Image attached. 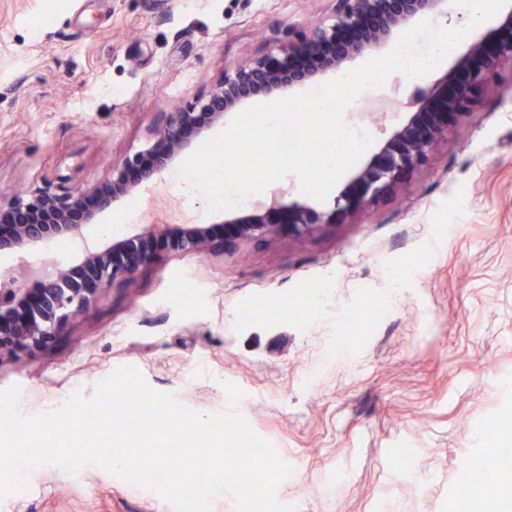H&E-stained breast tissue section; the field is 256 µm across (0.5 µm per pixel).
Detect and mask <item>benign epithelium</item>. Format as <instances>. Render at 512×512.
Here are the masks:
<instances>
[{"instance_id":"7a95c632","label":"benign epithelium","mask_w":512,"mask_h":512,"mask_svg":"<svg viewBox=\"0 0 512 512\" xmlns=\"http://www.w3.org/2000/svg\"><path fill=\"white\" fill-rule=\"evenodd\" d=\"M332 16L320 20L276 48L244 65L224 66L223 77L188 107L166 113L154 143L127 156L99 184L87 187L33 189L0 198V253L31 249L48 251L64 241L88 238L89 227L99 215L111 211L142 187L158 182L176 158L190 148L191 137L206 139V131L224 122L247 102L260 98L272 102L311 84L327 72L339 73L348 63L377 54L393 38L434 15L452 20L450 0H335ZM485 55L483 64L453 93L435 95L429 87L415 86L406 103L410 117L355 176L358 193L334 198L331 212L313 209L293 200L286 207L288 230L304 237L332 222L338 212L365 208L387 192L402 189L404 178L423 166L448 135L444 119L450 112L473 111L474 90L507 65L512 68V8L492 29L478 26L461 55L467 60ZM281 212L280 198L273 196L253 205L251 214L231 221L233 242L272 240L282 225L272 214ZM170 235V250L179 256L207 257L225 250L226 240L213 236L211 226L183 224L173 234L167 224H143L136 235L99 249L83 251L77 266L56 263L49 271L35 272L28 264L23 279L35 278L42 288L35 294L24 288L0 289V353L38 345L56 335L99 294L118 281L132 278L153 260L152 241Z\"/></svg>"}]
</instances>
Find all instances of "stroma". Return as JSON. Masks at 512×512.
<instances>
[{
	"instance_id": "35a3bbf8",
	"label": "stroma",
	"mask_w": 512,
	"mask_h": 512,
	"mask_svg": "<svg viewBox=\"0 0 512 512\" xmlns=\"http://www.w3.org/2000/svg\"><path fill=\"white\" fill-rule=\"evenodd\" d=\"M334 0H0V197L44 180L82 187L147 147L171 105H188ZM101 216L115 237L207 214L171 174ZM153 261L47 342L0 353V389L25 413L91 397L121 367L210 414L240 411L293 472L277 496L296 512H470L461 458L512 440V69L395 194L313 234ZM188 280L198 300L174 288ZM322 293L303 318L280 309ZM389 299L369 332L347 312ZM255 320L239 318L242 308ZM0 512H171L154 488L86 466L32 469Z\"/></svg>"
}]
</instances>
